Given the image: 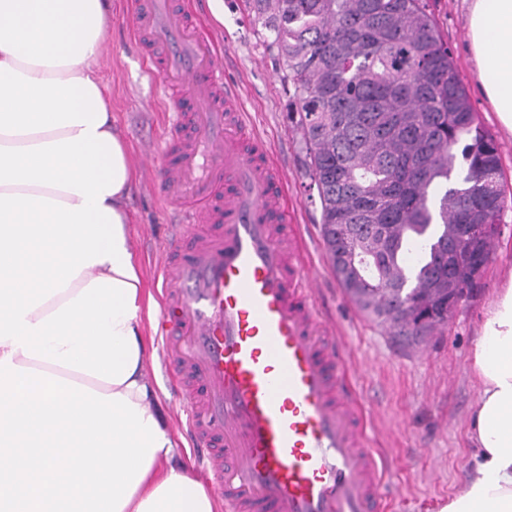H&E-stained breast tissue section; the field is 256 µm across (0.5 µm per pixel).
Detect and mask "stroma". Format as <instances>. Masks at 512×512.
Wrapping results in <instances>:
<instances>
[{
    "label": "stroma",
    "mask_w": 512,
    "mask_h": 512,
    "mask_svg": "<svg viewBox=\"0 0 512 512\" xmlns=\"http://www.w3.org/2000/svg\"><path fill=\"white\" fill-rule=\"evenodd\" d=\"M190 2L217 45L225 80L239 90L247 121L286 173L317 304L347 357L371 447L390 459L384 473L391 493L388 512H439L463 491L472 465L468 416L477 389L470 354L484 311L512 269V203L500 216L501 233L480 288L456 308L446 326L417 345L399 347L387 328L350 299L333 271L320 231V204L308 197L302 133L288 118L291 95L282 81L283 64L270 46V33L255 22L247 0H224L220 13L213 11L209 0ZM431 5L473 109L499 143L502 184L512 195V135L499 125L480 88L467 50L465 0H431ZM99 70L111 93L112 117L139 173L126 202L134 220L131 249L146 288L157 296V269L173 219L162 201L160 170L150 159L164 149L166 105L157 71L142 62L131 38L127 0H112ZM145 339L155 356L150 375L162 389L172 434L186 443L183 409L171 388L175 368L162 353L156 328L147 329Z\"/></svg>",
    "instance_id": "1"
}]
</instances>
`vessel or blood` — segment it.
<instances>
[{
    "instance_id": "b4317fda",
    "label": "vessel or blood",
    "mask_w": 512,
    "mask_h": 512,
    "mask_svg": "<svg viewBox=\"0 0 512 512\" xmlns=\"http://www.w3.org/2000/svg\"><path fill=\"white\" fill-rule=\"evenodd\" d=\"M131 32L176 113L159 160L176 220L159 333L199 460L227 512H384L383 468L319 320L283 170L189 0H132Z\"/></svg>"
}]
</instances>
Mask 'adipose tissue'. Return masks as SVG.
Masks as SVG:
<instances>
[{
	"label": "adipose tissue",
	"mask_w": 512,
	"mask_h": 512,
	"mask_svg": "<svg viewBox=\"0 0 512 512\" xmlns=\"http://www.w3.org/2000/svg\"><path fill=\"white\" fill-rule=\"evenodd\" d=\"M111 0H0V512H215L148 370L125 207L136 177L99 74ZM512 135V0H469ZM474 463L440 512H512V275L471 351Z\"/></svg>",
	"instance_id": "1"
}]
</instances>
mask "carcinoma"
<instances>
[{
	"instance_id": "obj_1",
	"label": "carcinoma",
	"mask_w": 512,
	"mask_h": 512,
	"mask_svg": "<svg viewBox=\"0 0 512 512\" xmlns=\"http://www.w3.org/2000/svg\"><path fill=\"white\" fill-rule=\"evenodd\" d=\"M253 9L294 89L288 118L302 131L321 224H357L371 245L367 261L352 262L346 243L322 233L336 277L395 341L414 343L454 311L433 284L476 288L490 259L492 236L456 226L499 223L498 144L428 0H253ZM376 31L389 40L375 45Z\"/></svg>"
}]
</instances>
